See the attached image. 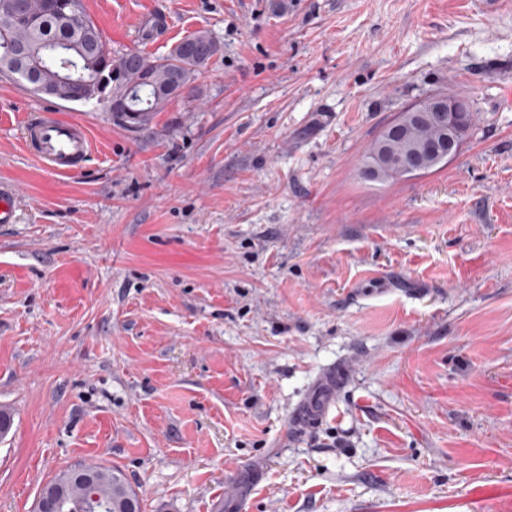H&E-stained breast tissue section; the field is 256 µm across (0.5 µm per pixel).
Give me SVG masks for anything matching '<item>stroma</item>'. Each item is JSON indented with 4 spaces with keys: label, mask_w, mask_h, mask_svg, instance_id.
Returning a JSON list of instances; mask_svg holds the SVG:
<instances>
[{
    "label": "stroma",
    "mask_w": 512,
    "mask_h": 512,
    "mask_svg": "<svg viewBox=\"0 0 512 512\" xmlns=\"http://www.w3.org/2000/svg\"><path fill=\"white\" fill-rule=\"evenodd\" d=\"M84 3L112 55L219 50L141 128L0 74V512L78 464L142 512H512V0ZM439 93L458 155L362 179ZM46 107L93 139L71 175L23 149ZM340 379V372L336 373V370H332L316 380L306 398L300 402L294 412V424L298 428L314 424L331 410Z\"/></svg>",
    "instance_id": "35a3bbf8"
}]
</instances>
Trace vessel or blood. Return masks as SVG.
Returning <instances> with one entry per match:
<instances>
[{"label":"vessel or blood","mask_w":512,"mask_h":512,"mask_svg":"<svg viewBox=\"0 0 512 512\" xmlns=\"http://www.w3.org/2000/svg\"><path fill=\"white\" fill-rule=\"evenodd\" d=\"M22 139L30 154L62 175L72 173L93 147V141L83 124L45 111L27 118ZM340 379V374L332 370L316 380L294 412L297 427H308L331 410Z\"/></svg>","instance_id":"obj_1"}]
</instances>
